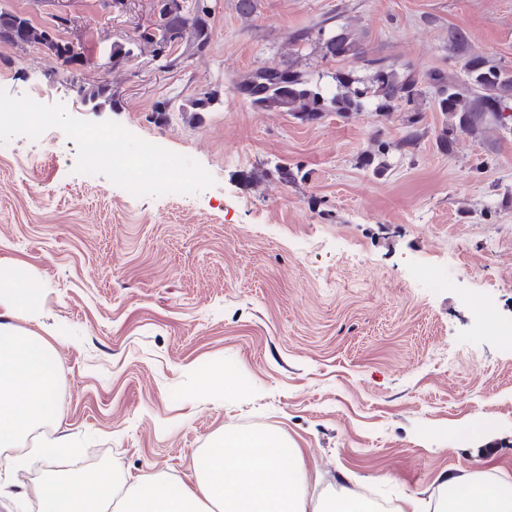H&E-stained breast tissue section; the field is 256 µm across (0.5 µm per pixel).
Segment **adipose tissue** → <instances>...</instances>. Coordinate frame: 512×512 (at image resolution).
Masks as SVG:
<instances>
[{
	"label": "adipose tissue",
	"mask_w": 512,
	"mask_h": 512,
	"mask_svg": "<svg viewBox=\"0 0 512 512\" xmlns=\"http://www.w3.org/2000/svg\"><path fill=\"white\" fill-rule=\"evenodd\" d=\"M57 352L38 333L0 324V448H14L54 416ZM187 485L154 474L133 482L73 473L36 485L40 512H373L350 490L321 501L309 493L303 451L265 432L213 438L193 458ZM439 512H512V488L477 474L447 476Z\"/></svg>",
	"instance_id": "adipose-tissue-1"
}]
</instances>
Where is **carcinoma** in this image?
I'll return each mask as SVG.
<instances>
[{
	"label": "carcinoma",
	"mask_w": 512,
	"mask_h": 512,
	"mask_svg": "<svg viewBox=\"0 0 512 512\" xmlns=\"http://www.w3.org/2000/svg\"><path fill=\"white\" fill-rule=\"evenodd\" d=\"M199 3L200 0H194L190 8L183 0H165L156 27L142 31L138 42L152 46L155 54L163 45L180 42L190 49L205 50L212 37L213 18L211 10L200 8ZM46 33L47 29L34 25L29 19L0 9L1 44L41 45ZM448 48L463 57L462 75L434 69L420 80L405 65L366 58L358 34L338 26L322 40L319 46L322 57L361 61L368 75L362 77L354 69L339 71L333 77L334 87L322 90L309 81L308 74L298 69V62L292 61L270 66L268 74L258 69L252 71L237 83V90L257 107L286 112L303 123L318 122L328 112L348 118L370 107L388 116L403 106L417 103L429 91L434 106L446 117L438 137V146L443 152L451 151L458 134L480 137L490 127L511 133L503 114L512 111V71L470 51L467 37L460 31L448 36ZM79 93L101 110H110L118 103L106 83L81 85Z\"/></svg>",
	"instance_id": "carcinoma-1"
}]
</instances>
